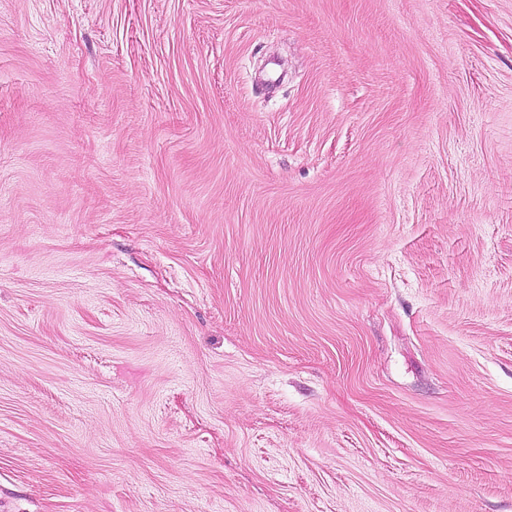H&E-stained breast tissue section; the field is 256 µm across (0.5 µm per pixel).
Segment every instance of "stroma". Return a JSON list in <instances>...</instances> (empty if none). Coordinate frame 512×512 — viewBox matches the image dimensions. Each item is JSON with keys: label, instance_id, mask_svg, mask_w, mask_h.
<instances>
[{"label": "stroma", "instance_id": "35a3bbf8", "mask_svg": "<svg viewBox=\"0 0 512 512\" xmlns=\"http://www.w3.org/2000/svg\"><path fill=\"white\" fill-rule=\"evenodd\" d=\"M0 512H512V0H0Z\"/></svg>", "mask_w": 512, "mask_h": 512}]
</instances>
